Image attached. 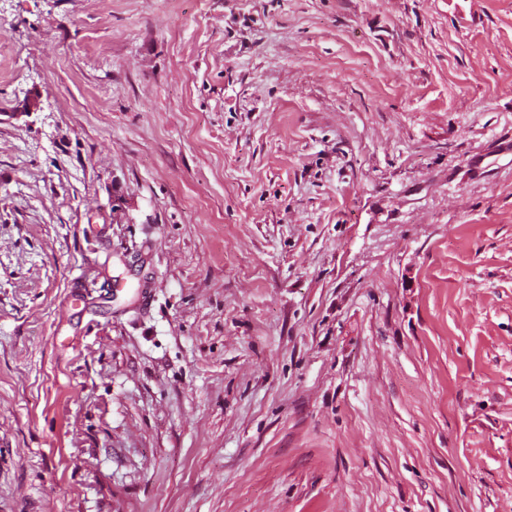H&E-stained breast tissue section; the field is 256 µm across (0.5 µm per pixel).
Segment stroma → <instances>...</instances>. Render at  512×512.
<instances>
[{
    "mask_svg": "<svg viewBox=\"0 0 512 512\" xmlns=\"http://www.w3.org/2000/svg\"><path fill=\"white\" fill-rule=\"evenodd\" d=\"M0 512H512V0H0Z\"/></svg>",
    "mask_w": 512,
    "mask_h": 512,
    "instance_id": "35a3bbf8",
    "label": "stroma"
}]
</instances>
